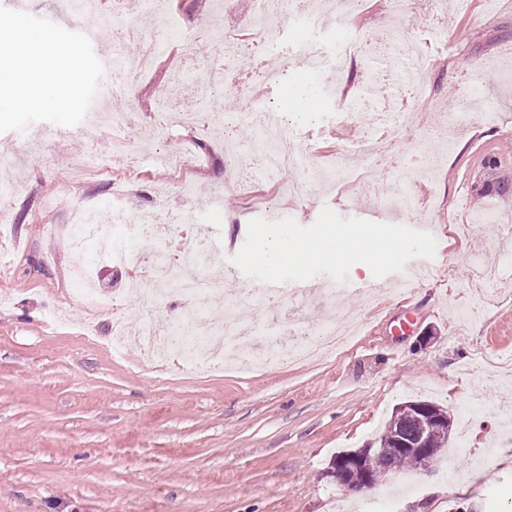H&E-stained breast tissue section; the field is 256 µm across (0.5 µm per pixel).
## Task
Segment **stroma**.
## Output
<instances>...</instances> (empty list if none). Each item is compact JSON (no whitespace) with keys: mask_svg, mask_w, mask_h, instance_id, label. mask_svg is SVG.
Returning <instances> with one entry per match:
<instances>
[{"mask_svg":"<svg viewBox=\"0 0 512 512\" xmlns=\"http://www.w3.org/2000/svg\"><path fill=\"white\" fill-rule=\"evenodd\" d=\"M1 4L71 31L90 27L103 61L112 56L119 26L157 21L151 0L134 11L128 0H107L79 24L63 0ZM166 6L187 35L204 43L225 19L247 16L254 0ZM394 24L425 49L423 80L436 91L416 104L414 126L384 143L383 152L399 155L410 170L418 154H443L433 180L414 182L420 204L409 213L335 185L291 203L289 184L319 161L357 168L365 182L381 170L356 149L373 113H358L344 126L328 104L320 127H312L308 103L314 88L328 82L297 53L308 37L285 21L272 34L276 48L261 54L277 61L284 80L258 98L248 85L227 91L181 77L184 49L170 47L136 79L126 152L107 147L105 125L86 121L71 128L36 122L25 132L0 134L16 146L10 167L20 185L1 203L0 512H362L385 498L396 512H512V380L472 397L494 362L512 354V280L485 296L476 318L459 317L472 293L464 255L498 267L512 255V233L494 224L464 231L456 224L461 210L512 219V66L504 64L512 56V0H332L324 27L310 38L322 45L331 69L344 38H359L358 68L341 71L342 85L369 96L383 88L377 102L393 110L408 98L386 60ZM466 93L475 103H493L498 117L473 121L443 150L433 125ZM162 94L178 108L198 105V123L172 125L170 114L157 109ZM264 102L287 108L300 158L274 183L253 177L252 129L231 125L233 113ZM185 142L203 157L202 166L175 175L146 160ZM178 177L192 182L193 196L177 191ZM116 187L128 190L133 207L172 209L181 231L223 241L256 218L310 225L326 206L345 218L416 230L432 224L435 273L399 294L396 283L414 276L421 259L381 278L357 263L347 281L321 274L302 293L287 290L270 306L244 309V322L266 318L284 328L357 317L351 343L321 361L199 376L174 358L144 363L135 352L116 356L109 348L113 313L132 335L146 318L160 324L189 304L170 292L159 301L129 293V270L97 261L94 248L87 256L97 261V290L115 308L101 311L82 298L70 273L83 257L70 250L65 227L88 207L100 223H112ZM415 400L443 406L454 420L431 473L415 472L413 487L399 475L359 496L329 478L338 453L375 441L392 412Z\"/></svg>","mask_w":512,"mask_h":512,"instance_id":"35a3bbf8","label":"stroma"}]
</instances>
